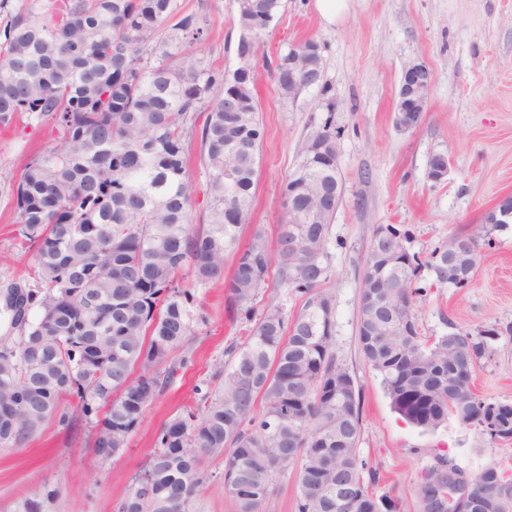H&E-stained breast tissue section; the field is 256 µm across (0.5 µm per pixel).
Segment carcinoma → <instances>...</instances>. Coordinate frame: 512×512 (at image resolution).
<instances>
[{
  "label": "carcinoma",
  "instance_id": "obj_1",
  "mask_svg": "<svg viewBox=\"0 0 512 512\" xmlns=\"http://www.w3.org/2000/svg\"><path fill=\"white\" fill-rule=\"evenodd\" d=\"M281 0H238L235 25L263 43ZM173 0H0V128L26 118L55 128V146L32 157L19 179L0 181L14 205L16 237L33 250L31 278L0 279V447L22 445L55 421L86 422L101 458L116 454L145 413L191 362L187 344L195 296L179 285L187 267L203 285L232 258L228 302L244 332L224 348V366L196 401L165 422L116 512H200L204 459L224 456V493L235 512H263L276 476L299 460L296 512H377L359 455L360 403L336 361L334 308L321 289L329 272V224L277 226L276 248L257 229L240 245L253 206L264 137L256 101L257 65L233 72L191 50L204 30L193 14L170 24ZM171 31L163 36L166 25ZM279 57L275 79L288 97ZM233 90L238 112L224 117ZM202 124H197L198 118ZM200 136L208 176L206 223L192 226L195 184L189 145ZM336 213V158L300 161L288 189ZM396 269L379 278L368 252L360 281L358 335L365 362L382 378L393 409L435 430L454 417L479 426L490 400L466 387L453 366L471 370L486 353L469 332H404L422 266L448 285L436 258L425 263L394 247ZM302 298L288 316L278 305L255 312L267 288ZM183 351L179 362L171 352ZM75 404L63 406V401ZM449 458L436 457L419 488L447 482ZM477 482L480 502L512 512V469Z\"/></svg>",
  "mask_w": 512,
  "mask_h": 512
}]
</instances>
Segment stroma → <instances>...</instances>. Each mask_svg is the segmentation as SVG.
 Returning <instances> with one entry per match:
<instances>
[{
	"instance_id": "stroma-1",
	"label": "stroma",
	"mask_w": 512,
	"mask_h": 512,
	"mask_svg": "<svg viewBox=\"0 0 512 512\" xmlns=\"http://www.w3.org/2000/svg\"><path fill=\"white\" fill-rule=\"evenodd\" d=\"M236 0H174L175 16L195 14L205 29L198 57L220 69L236 64ZM314 40L321 80L296 97H281L274 64L298 43ZM258 61L257 100L265 139L255 206L243 240L255 229L274 237L280 224L281 185L305 142L323 128L336 133L344 193L332 219L323 288L334 307L337 362L348 368L361 398L360 456L376 475L373 490L399 498L403 512H419L422 471L447 455L466 474L497 464L512 467V444L492 442L456 419L433 432L396 413L380 375L364 361L358 336L360 281L376 229L392 225L421 260L457 232L475 231L483 212L512 194V0H341L325 21L314 0H282ZM415 61L433 74L427 109L413 129L396 125L403 67ZM51 126L0 130V179L19 176L29 158L51 145ZM448 158L440 182L427 176L432 155ZM14 209L0 194V278L28 276L33 262L14 238ZM192 289L194 363L160 396L124 448L102 459L85 424L64 430L48 423L19 448H0V512L48 489L44 512H115L146 463L160 427L194 400V387L224 359L228 339L243 328L225 304V279ZM412 311L423 336L498 327L474 368L472 386L483 397L512 402V223L482 244L466 288L438 286L421 271ZM210 479L201 488L202 512H232L224 494V461L206 458Z\"/></svg>"
}]
</instances>
